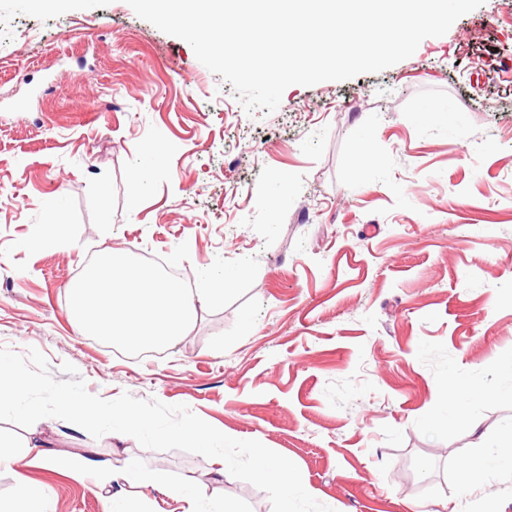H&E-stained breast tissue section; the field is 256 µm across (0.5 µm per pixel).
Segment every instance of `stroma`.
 I'll return each mask as SVG.
<instances>
[{
  "label": "stroma",
  "mask_w": 512,
  "mask_h": 512,
  "mask_svg": "<svg viewBox=\"0 0 512 512\" xmlns=\"http://www.w3.org/2000/svg\"><path fill=\"white\" fill-rule=\"evenodd\" d=\"M148 177L135 185V171ZM65 216L68 241L28 250ZM194 282L253 256L251 290L138 357L79 334L68 283L109 244ZM72 363L106 399L184 404L286 456L333 512H512V0H485L378 73L288 87L247 115L230 83L125 0H0V348ZM475 399L429 425L449 380ZM46 439L43 462L21 444ZM0 503L19 475L51 512H272L220 461L0 421ZM134 462L94 486L84 458ZM192 484L195 496L180 494Z\"/></svg>",
  "instance_id": "35a3bbf8"
}]
</instances>
